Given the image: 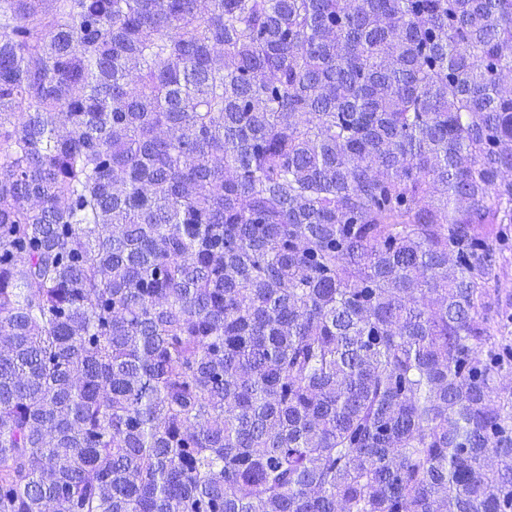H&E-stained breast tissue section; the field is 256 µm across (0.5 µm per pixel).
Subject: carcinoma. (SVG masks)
<instances>
[{"label": "carcinoma", "mask_w": 512, "mask_h": 512, "mask_svg": "<svg viewBox=\"0 0 512 512\" xmlns=\"http://www.w3.org/2000/svg\"><path fill=\"white\" fill-rule=\"evenodd\" d=\"M512 0H0V512H512Z\"/></svg>", "instance_id": "cac0c4a2"}]
</instances>
